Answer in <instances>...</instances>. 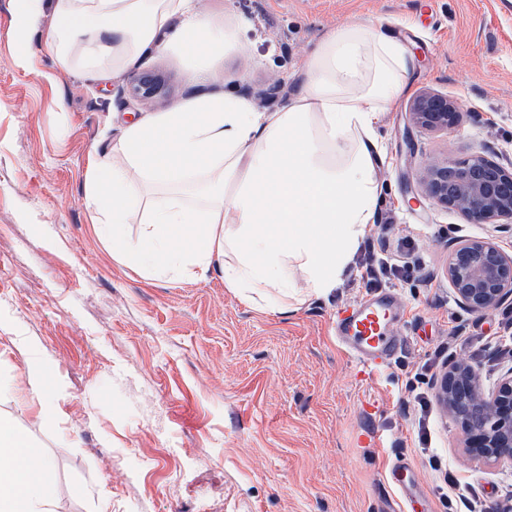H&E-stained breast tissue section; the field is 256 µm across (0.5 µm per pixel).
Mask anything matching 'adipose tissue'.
Instances as JSON below:
<instances>
[{
    "label": "adipose tissue",
    "mask_w": 512,
    "mask_h": 512,
    "mask_svg": "<svg viewBox=\"0 0 512 512\" xmlns=\"http://www.w3.org/2000/svg\"><path fill=\"white\" fill-rule=\"evenodd\" d=\"M17 32L44 31L64 68L99 77L150 53L210 73L239 46L242 22L215 23L197 0H14ZM52 24H45V16ZM414 56L373 19L325 32L304 58L302 89L281 109L206 93L126 125L93 162L83 203L115 261L150 279L191 283L219 269L224 286L287 314L338 288L376 219L385 186L377 128L409 91ZM142 214L137 237L124 231ZM53 463L0 419V512H53Z\"/></svg>",
    "instance_id": "ef3b65f1"
}]
</instances>
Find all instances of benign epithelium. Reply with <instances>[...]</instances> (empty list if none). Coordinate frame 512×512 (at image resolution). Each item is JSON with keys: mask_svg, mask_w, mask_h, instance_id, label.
Segmentation results:
<instances>
[{"mask_svg": "<svg viewBox=\"0 0 512 512\" xmlns=\"http://www.w3.org/2000/svg\"><path fill=\"white\" fill-rule=\"evenodd\" d=\"M161 78L146 73L134 79L128 95L144 108L158 96ZM464 113L457 100L422 92L412 101L408 120L416 128L443 132L457 127ZM423 194L452 209L470 224H497L512 229V170L476 151L450 161L425 162L416 174ZM458 301L471 313L484 315L512 294V255L484 239L459 240L445 269ZM442 410L454 417L463 434V454L487 465L512 464V371L488 395L478 371L463 359L454 361L436 384Z\"/></svg>", "mask_w": 512, "mask_h": 512, "instance_id": "7a95c632", "label": "benign epithelium"}]
</instances>
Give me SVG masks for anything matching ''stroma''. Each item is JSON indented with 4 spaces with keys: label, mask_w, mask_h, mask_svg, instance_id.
<instances>
[{
    "label": "stroma",
    "mask_w": 512,
    "mask_h": 512,
    "mask_svg": "<svg viewBox=\"0 0 512 512\" xmlns=\"http://www.w3.org/2000/svg\"><path fill=\"white\" fill-rule=\"evenodd\" d=\"M216 22L246 18L241 47L196 78L161 54L140 71L161 76L157 109L230 90L273 111L301 88L299 67L330 28L376 18L415 56L408 98L378 128L385 195L369 234L386 250L413 239L430 285L397 293L407 343L377 373L338 344L336 314L369 295L356 274L329 297L281 315L225 288L219 274L184 285L113 261L83 204L93 153L111 147L143 110L132 74L92 79L22 45L13 0H0V354L20 381L0 417L24 427L53 462L54 512H399L391 469L407 463L418 512H443L456 475L474 512H503L512 465L466 458L452 417L432 405L431 444L418 443L409 371L433 356L465 358L493 390L512 370L496 346L512 334L496 312L469 313L445 275L449 246L512 234L467 223L422 196L424 158L476 150L512 161V0H201ZM32 63H17L23 52ZM282 81L277 99L261 92ZM457 99L464 123L411 127V96ZM53 380L57 427L35 416L30 372Z\"/></svg>",
    "instance_id": "stroma-1"
}]
</instances>
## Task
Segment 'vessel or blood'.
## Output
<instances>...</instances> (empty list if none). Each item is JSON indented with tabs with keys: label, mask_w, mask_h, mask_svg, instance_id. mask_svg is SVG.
Returning <instances> with one entry per match:
<instances>
[{
	"label": "vessel or blood",
	"mask_w": 512,
	"mask_h": 512,
	"mask_svg": "<svg viewBox=\"0 0 512 512\" xmlns=\"http://www.w3.org/2000/svg\"><path fill=\"white\" fill-rule=\"evenodd\" d=\"M335 333L360 365L373 369L392 359L404 344L395 293L385 291L338 312Z\"/></svg>",
	"instance_id": "b4317fda"
}]
</instances>
